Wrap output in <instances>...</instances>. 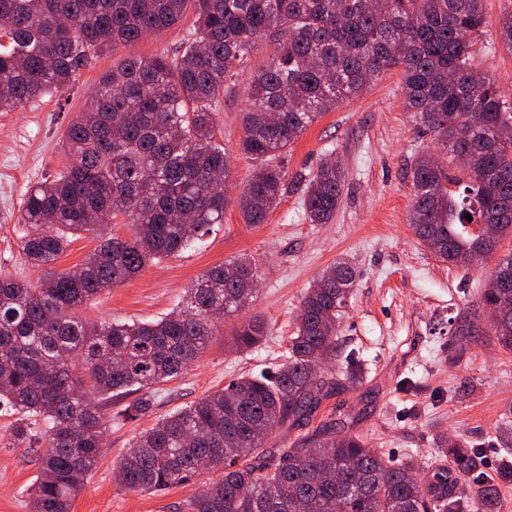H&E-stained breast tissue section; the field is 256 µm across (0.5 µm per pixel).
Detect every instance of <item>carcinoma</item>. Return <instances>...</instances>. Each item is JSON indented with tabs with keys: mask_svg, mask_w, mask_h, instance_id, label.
I'll use <instances>...</instances> for the list:
<instances>
[{
	"mask_svg": "<svg viewBox=\"0 0 512 512\" xmlns=\"http://www.w3.org/2000/svg\"><path fill=\"white\" fill-rule=\"evenodd\" d=\"M483 0H0V111L49 94L63 96L90 59L166 31L190 10L193 38L177 55L130 57L103 74L90 105L68 124L69 164L30 187L22 250L41 270L34 284L0 272V406L18 414L12 435L43 448L30 490L32 512H71L96 466L105 424L95 396L147 391L188 369L228 317L251 305L258 263L237 257L200 276L187 306L154 323L89 322L81 309L177 255L224 222L228 198L212 180L229 177L213 112L224 82L256 45L274 57L249 76L241 152L255 161L238 199L243 221L263 224L284 190L283 162L300 135L375 77L399 69L407 109L451 160L466 159L461 206L444 162L425 154L412 167L410 224L441 261L468 267L512 238V111L470 65L483 33ZM512 50V12L498 22ZM345 186L332 153L305 179V217L327 224ZM471 214L486 226L466 230ZM133 227L129 239L109 219ZM98 245L82 263L55 270L78 233ZM491 332L512 350V251L495 264ZM356 286L346 259L329 266L301 301L287 360L241 377L141 433L117 462L123 487L159 492L205 484L189 512H501L500 486L512 462L483 470L478 449L439 438L453 465L417 478L334 419L289 442L281 431L310 425L322 403L354 386V363H339L337 329ZM266 323L234 329L242 351L262 343ZM260 465H255V460Z\"/></svg>",
	"mask_w": 512,
	"mask_h": 512,
	"instance_id": "cac0c4a2",
	"label": "carcinoma"
}]
</instances>
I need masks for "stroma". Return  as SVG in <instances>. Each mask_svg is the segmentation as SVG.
Segmentation results:
<instances>
[{
  "label": "stroma",
  "instance_id": "obj_1",
  "mask_svg": "<svg viewBox=\"0 0 512 512\" xmlns=\"http://www.w3.org/2000/svg\"><path fill=\"white\" fill-rule=\"evenodd\" d=\"M483 8L489 25L475 44L472 65L511 103L512 51L498 41L496 24L512 11V0H483ZM194 20L186 13L174 28L95 58L77 72L67 97L47 95L23 109L0 112V271L37 281L38 270L26 264L22 253L25 192L67 165L61 135L84 109L99 78L132 55L175 53L193 32ZM272 54L268 44L250 53L241 75L225 83L214 114L216 140L231 163L225 187L231 204L223 223L188 250L146 265L101 294L82 314L98 322L159 320L186 304L187 288L204 271L243 254L260 266L255 300L243 316L225 320L187 371L152 388L147 410L130 411V395L103 403L107 445L73 512H188L201 483L154 494L131 491L116 477L117 461L165 415L238 377L284 362L305 292L341 257L353 263L358 281L337 336L343 353L358 360L361 381L328 398L323 414L346 418L350 433L393 462L417 460L422 478L442 462L436 447L441 435L481 448L486 471L504 460L500 436L512 409V352L490 336L483 318L475 320L474 335L452 334L457 321L477 307L496 260L490 257L466 270L454 267L414 235L412 166L419 155L437 148L407 109L397 71L383 73L361 95L316 120L288 150L285 190L265 223L242 221L236 199L254 167L239 149L247 76ZM330 152L344 166V191L333 220L311 224L303 209L305 179ZM244 316L264 319L268 334L259 347L239 351L228 339ZM14 420V414L0 411V512H30L28 489L39 463L29 448L14 445Z\"/></svg>",
  "mask_w": 512,
  "mask_h": 512
}]
</instances>
